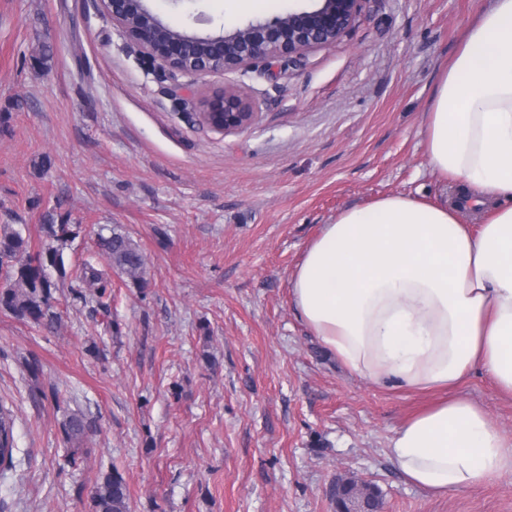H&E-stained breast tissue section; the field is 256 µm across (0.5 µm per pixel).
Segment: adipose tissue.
<instances>
[{
	"instance_id": "adipose-tissue-1",
	"label": "adipose tissue",
	"mask_w": 512,
	"mask_h": 512,
	"mask_svg": "<svg viewBox=\"0 0 512 512\" xmlns=\"http://www.w3.org/2000/svg\"><path fill=\"white\" fill-rule=\"evenodd\" d=\"M423 135L432 172L473 191L485 224L400 194L352 206L306 247L293 304L353 375L419 391L479 369L512 394V0H492L467 27ZM389 456L440 496L512 472V441L465 397L404 423Z\"/></svg>"
}]
</instances>
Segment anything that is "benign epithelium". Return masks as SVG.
I'll use <instances>...</instances> for the list:
<instances>
[{
    "label": "benign epithelium",
    "instance_id": "7a95c632",
    "mask_svg": "<svg viewBox=\"0 0 512 512\" xmlns=\"http://www.w3.org/2000/svg\"><path fill=\"white\" fill-rule=\"evenodd\" d=\"M118 2L104 0V5L112 21L140 47L148 62L185 75H224L250 69L269 71L276 63L286 66L314 48L335 43L350 31L366 0H318L320 7L250 21L222 36H207L205 40L213 46L224 48V56L204 62L188 59L182 39L156 40L147 31L131 26L129 6L120 7ZM203 111L215 117L209 128L226 134L251 127L259 117L258 104L230 83L203 101ZM332 500L336 512H364L358 499L345 497L339 482Z\"/></svg>",
    "mask_w": 512,
    "mask_h": 512
}]
</instances>
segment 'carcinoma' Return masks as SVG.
Segmentation results:
<instances>
[{"instance_id":"cac0c4a2","label":"carcinoma","mask_w":512,"mask_h":512,"mask_svg":"<svg viewBox=\"0 0 512 512\" xmlns=\"http://www.w3.org/2000/svg\"><path fill=\"white\" fill-rule=\"evenodd\" d=\"M130 21L147 28L161 39L185 37V33L168 26L156 27L152 17L141 13L139 6H131ZM46 236L55 241H64L74 235L68 224H44ZM98 254L111 266L135 282L142 281L144 258L131 240L116 228L109 234H97ZM4 272L5 284L0 286V307L10 310L16 317L46 328L57 319L53 311L51 288L54 287L52 272L65 273V264L60 249L49 246L30 253L29 239L21 231L5 228L0 231V272ZM79 280L88 288L95 289L89 301L103 307L107 288L103 271L91 263L83 264ZM89 429L83 416L70 414L64 424L69 439L78 440ZM15 448L14 418L11 410L0 404V459L10 461ZM93 512H129L128 491L123 478L116 473H107L97 482L91 494Z\"/></svg>"}]
</instances>
